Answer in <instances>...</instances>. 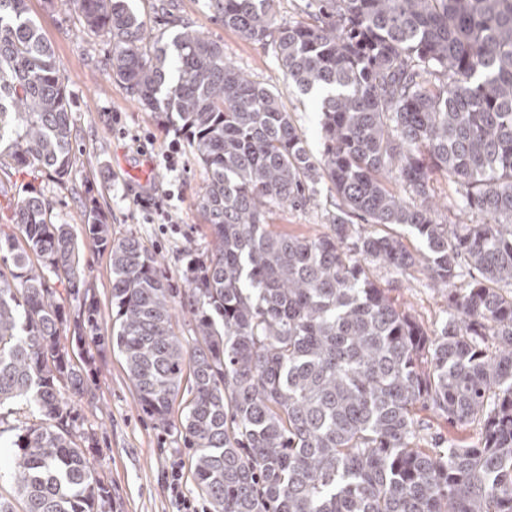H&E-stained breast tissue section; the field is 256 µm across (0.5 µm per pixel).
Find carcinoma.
Listing matches in <instances>:
<instances>
[{
	"mask_svg": "<svg viewBox=\"0 0 512 512\" xmlns=\"http://www.w3.org/2000/svg\"><path fill=\"white\" fill-rule=\"evenodd\" d=\"M73 2L112 42V75L208 172L198 205L211 248L187 265V291L138 238H112L100 207L82 236L111 260L115 315L97 341L122 356L156 421L180 403L213 512H512V0H309L312 21L288 25L275 0H210L224 27L274 50L289 90L318 98V157L283 93L204 32L151 41L126 0ZM69 112L27 0H0V158L69 176ZM436 170L459 185L452 205L434 195ZM321 181L336 195L331 234L270 229L273 210L307 206ZM448 207L455 222L441 224ZM13 224L0 233V406L37 416L0 440L21 506L0 497V512H100L107 490L60 392L84 391L56 289L80 295L79 236L31 187ZM399 224L415 252L382 231ZM374 264L398 279L420 266L447 292L439 334L390 298ZM466 268L478 275L452 287ZM178 304L195 322L190 350ZM423 411L476 441L435 446Z\"/></svg>",
	"mask_w": 512,
	"mask_h": 512,
	"instance_id": "cac0c4a2",
	"label": "carcinoma"
}]
</instances>
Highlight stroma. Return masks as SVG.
Here are the masks:
<instances>
[{
	"label": "stroma",
	"mask_w": 512,
	"mask_h": 512,
	"mask_svg": "<svg viewBox=\"0 0 512 512\" xmlns=\"http://www.w3.org/2000/svg\"><path fill=\"white\" fill-rule=\"evenodd\" d=\"M130 5L153 35L171 36L190 27L208 33L224 47V56L263 85L283 91L284 103L303 130L312 153L322 149L319 114L313 97L286 91L284 75L270 49L227 29L209 8V0H130ZM28 10L51 45L58 72L68 87L71 105L74 160L65 181L41 172L18 174L0 169V225L9 223L24 185H33L53 205L57 223L80 230L87 206L98 203L110 215L113 237L136 236L162 262V271L176 288L183 285L189 257H205L211 243L210 226L198 207V192L207 182L205 167L193 155L183 133L164 131L155 124L136 97L109 75L112 45L101 35L84 31L73 0H27ZM153 139L152 152L162 155L170 141L181 144L177 171L154 164L149 187L161 213L144 223L132 203L133 172L145 158L139 146ZM336 200L325 185H318L311 203L297 210L273 211L269 221L281 231L301 237L331 231ZM85 300L65 297L67 320L60 342L74 362L87 372V391L72 402L77 421L75 436H92L89 457L96 475L108 490L105 512H175L167 474L181 467L182 490L198 512H212L210 503L193 480L191 451L178 424L160 425L145 413L128 379L120 355L96 346L90 336H79L75 322L83 302L93 303L100 329L111 324L112 269L107 251L90 241L80 244ZM375 279L422 323L437 334L446 317L447 302L434 289L426 271L416 267L398 279L388 268H373Z\"/></svg>",
	"instance_id": "35a3bbf8"
}]
</instances>
